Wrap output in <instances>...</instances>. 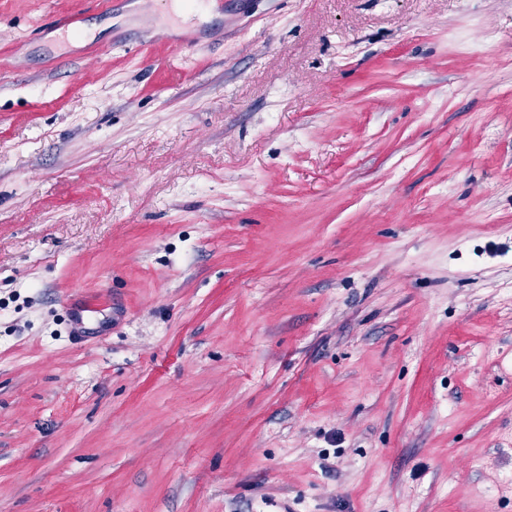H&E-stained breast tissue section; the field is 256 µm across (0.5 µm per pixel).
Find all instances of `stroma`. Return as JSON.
I'll return each mask as SVG.
<instances>
[{"label":"stroma","mask_w":512,"mask_h":512,"mask_svg":"<svg viewBox=\"0 0 512 512\" xmlns=\"http://www.w3.org/2000/svg\"><path fill=\"white\" fill-rule=\"evenodd\" d=\"M0 512H512V0H0Z\"/></svg>","instance_id":"obj_1"}]
</instances>
